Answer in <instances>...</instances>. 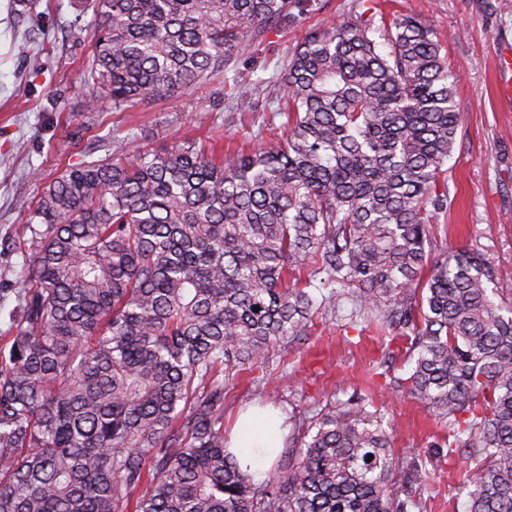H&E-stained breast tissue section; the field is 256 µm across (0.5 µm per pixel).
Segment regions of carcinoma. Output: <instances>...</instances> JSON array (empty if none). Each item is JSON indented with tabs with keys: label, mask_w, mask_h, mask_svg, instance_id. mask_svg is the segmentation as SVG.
<instances>
[{
	"label": "carcinoma",
	"mask_w": 512,
	"mask_h": 512,
	"mask_svg": "<svg viewBox=\"0 0 512 512\" xmlns=\"http://www.w3.org/2000/svg\"><path fill=\"white\" fill-rule=\"evenodd\" d=\"M310 2L97 0L89 106L125 111L234 72ZM441 51L416 16L357 0L289 51L278 145L220 156L115 138L21 204L28 267L0 328V512L420 508L408 485L426 461L400 463L362 397L294 427L263 485L228 448L225 382L345 301L409 341V376L390 385L448 424L446 456L483 461L468 512H512L504 272L432 257L461 124Z\"/></svg>",
	"instance_id": "carcinoma-1"
}]
</instances>
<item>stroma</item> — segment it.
Masks as SVG:
<instances>
[{
    "mask_svg": "<svg viewBox=\"0 0 512 512\" xmlns=\"http://www.w3.org/2000/svg\"><path fill=\"white\" fill-rule=\"evenodd\" d=\"M319 2L320 10L249 50L243 76L258 83L250 100H237L232 82L218 78L203 90L116 112L108 103L87 108L94 0H37L33 9L0 0V288H19L27 264L14 248L25 222L22 203L37 200L68 164L103 156L108 139L133 135L155 146L185 135L234 146L280 142L286 130L272 111L287 53L308 29L341 21L355 0ZM386 9L430 26L460 77L462 123L447 163L452 205L434 221V254L470 249L512 270V107L496 92L497 45L512 40V0H388ZM353 315L347 303L335 320L315 317L310 336L277 348L266 367L240 371L226 387L225 426L255 402L273 405L291 425L330 400L361 396L383 415L395 456L408 459L447 441L444 422L389 384L390 376L408 375L405 340L354 323ZM478 467L463 451L427 465L419 512H466Z\"/></svg>",
    "mask_w": 512,
    "mask_h": 512,
    "instance_id": "35a3bbf8",
    "label": "stroma"
}]
</instances>
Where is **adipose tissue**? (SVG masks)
Listing matches in <instances>:
<instances>
[{"mask_svg":"<svg viewBox=\"0 0 512 512\" xmlns=\"http://www.w3.org/2000/svg\"><path fill=\"white\" fill-rule=\"evenodd\" d=\"M282 421L268 411L256 408L240 416L230 446L254 481H262L276 456L282 439Z\"/></svg>","mask_w":512,"mask_h":512,"instance_id":"obj_1","label":"adipose tissue"}]
</instances>
